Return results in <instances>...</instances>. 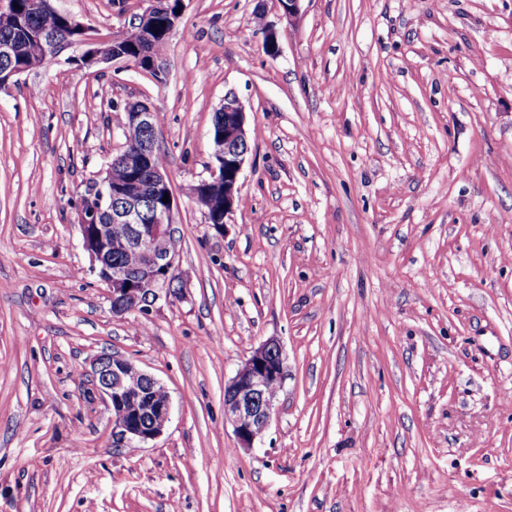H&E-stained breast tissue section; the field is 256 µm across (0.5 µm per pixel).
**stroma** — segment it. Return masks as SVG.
<instances>
[{
  "instance_id": "35a3bbf8",
  "label": "stroma",
  "mask_w": 512,
  "mask_h": 512,
  "mask_svg": "<svg viewBox=\"0 0 512 512\" xmlns=\"http://www.w3.org/2000/svg\"><path fill=\"white\" fill-rule=\"evenodd\" d=\"M55 5L103 37L146 2ZM82 53L0 88V512H512V0H185L165 81ZM230 91L250 151L219 232L190 189ZM129 98L160 115L191 276L117 319L74 202ZM271 337L244 450L224 386ZM104 354L170 394L145 447L112 445ZM285 358L278 340L270 338L247 357L224 386V412L240 448H253L273 417V390L281 386Z\"/></svg>"
}]
</instances>
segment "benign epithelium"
I'll return each instance as SVG.
<instances>
[{"label":"benign epithelium","mask_w":512,"mask_h":512,"mask_svg":"<svg viewBox=\"0 0 512 512\" xmlns=\"http://www.w3.org/2000/svg\"><path fill=\"white\" fill-rule=\"evenodd\" d=\"M65 20L80 30L76 38L35 37L32 43L44 59L54 58L75 45L85 46L82 58L88 65L129 61L119 48L110 46L111 40H97L89 35L90 28L70 14ZM224 130L212 140L213 162L209 178L198 182L191 189L195 200L209 198L214 189L221 190V208L224 220L234 214L240 193V176L249 148L246 132V112L242 102L233 92L224 95ZM124 126L142 132L154 131V111L144 99H129L124 103ZM125 171L136 173V190L113 178L105 176L95 183L94 193L98 207L79 199V229L83 248L94 263V271L107 284L112 313H147L161 300L178 297L184 284L177 278L174 242L167 251L157 253L150 242L157 236L172 238L171 225L177 207L175 193L165 170L152 163V153L144 141L135 144L124 141L114 154ZM168 201H163L164 195ZM123 197L128 201L124 208L115 211L112 219L129 226L126 239L114 241L104 233L103 225L95 219L103 206ZM133 248L140 253L136 272L112 265V253ZM285 374V358L278 340L270 338L247 357L235 376L224 386V412L233 426L239 447H254L269 427L273 417L274 391L279 389ZM96 390L112 410V439L119 447H137L159 438L165 431L171 412L170 396L165 386L154 376L117 355H102L94 371ZM145 402L143 410L131 414L127 406Z\"/></svg>","instance_id":"obj_1"}]
</instances>
